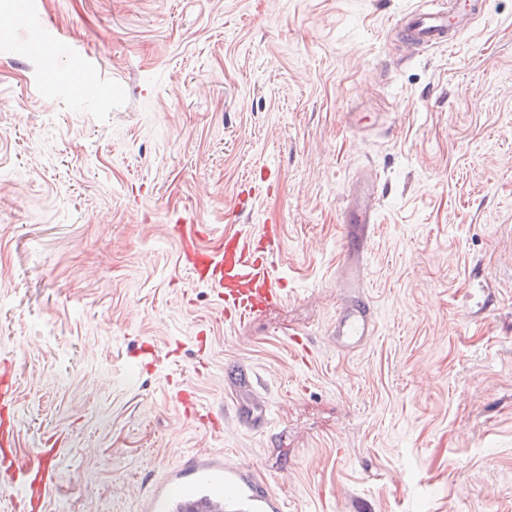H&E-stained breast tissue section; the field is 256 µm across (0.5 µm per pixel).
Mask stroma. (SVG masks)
I'll use <instances>...</instances> for the list:
<instances>
[{
  "label": "stroma",
  "instance_id": "obj_1",
  "mask_svg": "<svg viewBox=\"0 0 512 512\" xmlns=\"http://www.w3.org/2000/svg\"><path fill=\"white\" fill-rule=\"evenodd\" d=\"M430 4L0 0V369L17 451L61 450L43 512H137L202 450L286 512H512V0L404 41ZM177 224L276 225L287 299L229 324ZM358 263L377 328L347 349ZM345 221L354 224L348 226V234L357 240L363 250L374 232L373 208L369 199L363 197L362 202L354 207V211L346 214Z\"/></svg>",
  "mask_w": 512,
  "mask_h": 512
}]
</instances>
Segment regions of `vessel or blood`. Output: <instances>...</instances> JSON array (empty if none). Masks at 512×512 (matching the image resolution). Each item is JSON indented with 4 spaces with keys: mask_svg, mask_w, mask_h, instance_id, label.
Returning a JSON list of instances; mask_svg holds the SVG:
<instances>
[{
    "mask_svg": "<svg viewBox=\"0 0 512 512\" xmlns=\"http://www.w3.org/2000/svg\"><path fill=\"white\" fill-rule=\"evenodd\" d=\"M485 0H444L441 6L405 17L403 33L408 41L425 46L452 44L471 17L483 11ZM348 231L359 244H367L374 232L373 208L362 200L345 216ZM197 227H184L179 235L181 251L190 256L192 268L215 289L231 323L252 321L281 303L286 292L265 256L257 254L250 234L225 237L218 246L198 244ZM376 331L370 303L356 299L336 314V337L347 348L362 345ZM54 448H40L28 457H12L0 474V493L13 503L40 507L58 479ZM138 512H284L279 498L254 481L244 467L225 464L222 457L204 453L189 465L173 469L166 480L137 495Z\"/></svg>",
    "mask_w": 512,
    "mask_h": 512,
    "instance_id": "1",
    "label": "vessel or blood"
}]
</instances>
